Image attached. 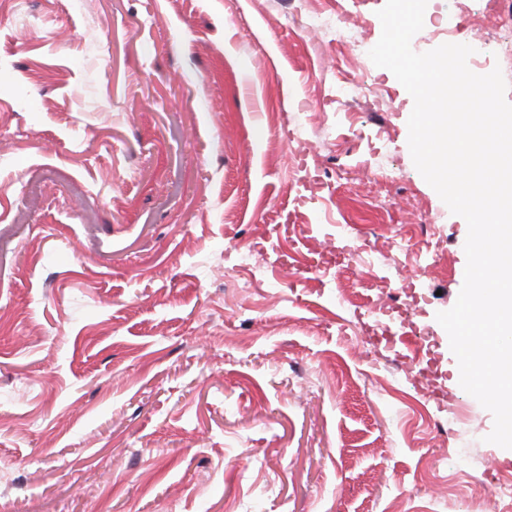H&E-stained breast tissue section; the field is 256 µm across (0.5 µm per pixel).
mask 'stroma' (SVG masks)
<instances>
[{
	"instance_id": "1",
	"label": "stroma",
	"mask_w": 512,
	"mask_h": 512,
	"mask_svg": "<svg viewBox=\"0 0 512 512\" xmlns=\"http://www.w3.org/2000/svg\"><path fill=\"white\" fill-rule=\"evenodd\" d=\"M384 4L0 5V512H512ZM483 10L428 0L411 46L472 45L512 102V0Z\"/></svg>"
}]
</instances>
